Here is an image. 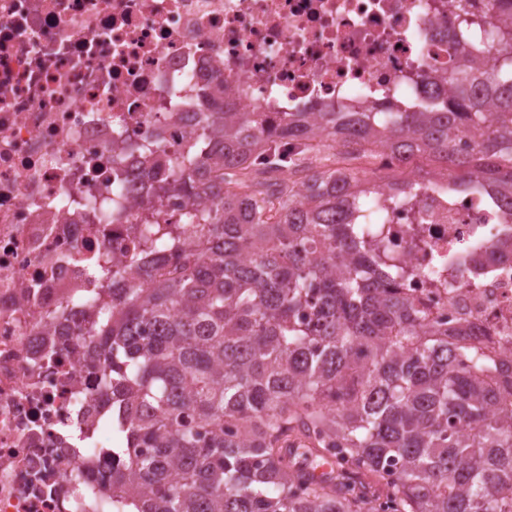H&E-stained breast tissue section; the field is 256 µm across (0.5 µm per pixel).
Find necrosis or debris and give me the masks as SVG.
<instances>
[{
	"label": "necrosis or debris",
	"instance_id": "necrosis-or-debris-1",
	"mask_svg": "<svg viewBox=\"0 0 512 512\" xmlns=\"http://www.w3.org/2000/svg\"><path fill=\"white\" fill-rule=\"evenodd\" d=\"M477 41L458 0H0V512H103L102 370L54 330L96 318L84 297L199 141L216 84L239 112L444 109L441 77ZM360 184L346 221L373 204L401 292L511 355L512 213L494 191Z\"/></svg>",
	"mask_w": 512,
	"mask_h": 512
}]
</instances>
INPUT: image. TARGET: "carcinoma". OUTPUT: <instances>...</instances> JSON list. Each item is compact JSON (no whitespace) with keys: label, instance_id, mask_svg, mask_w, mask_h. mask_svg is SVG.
I'll list each match as a JSON object with an SVG mask.
<instances>
[{"label":"carcinoma","instance_id":"cac0c4a2","mask_svg":"<svg viewBox=\"0 0 512 512\" xmlns=\"http://www.w3.org/2000/svg\"><path fill=\"white\" fill-rule=\"evenodd\" d=\"M486 7L495 22L479 32L482 52L448 67V110L322 112L319 125L286 112L285 127L333 134L353 159L387 147L400 168L425 156L458 179L478 175L512 211V0ZM215 95L209 150L190 146L154 188L207 200L180 217L202 251L141 225L112 270L110 303L78 326L108 371L107 493L135 512H370L392 473L394 512H512V357L430 321L395 287L394 257L348 260L381 225L341 223L358 189L346 172H307L314 188L300 199L290 179L227 191V167L300 163L281 149L280 125L226 112ZM296 452L330 464L331 478Z\"/></svg>","mask_w":512,"mask_h":512}]
</instances>
